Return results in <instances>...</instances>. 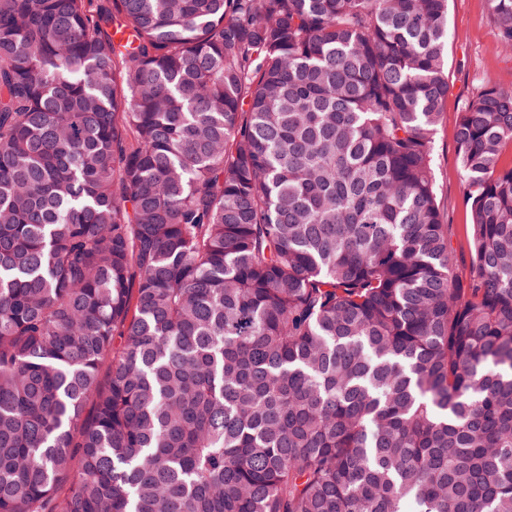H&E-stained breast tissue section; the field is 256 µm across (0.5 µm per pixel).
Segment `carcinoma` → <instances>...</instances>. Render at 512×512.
<instances>
[{"instance_id":"carcinoma-1","label":"carcinoma","mask_w":512,"mask_h":512,"mask_svg":"<svg viewBox=\"0 0 512 512\" xmlns=\"http://www.w3.org/2000/svg\"><path fill=\"white\" fill-rule=\"evenodd\" d=\"M512 54V0H491ZM448 0H0V512H512V91ZM491 0H449L448 2V97L443 104L436 134V194L446 224L453 232L459 258L457 272L470 273V253L465 224L468 215L463 202L465 180L459 166L454 129L464 104L492 76L512 90V54L504 51L492 35L494 16Z\"/></svg>"}]
</instances>
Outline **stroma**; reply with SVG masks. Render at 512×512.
I'll return each mask as SVG.
<instances>
[{
  "mask_svg": "<svg viewBox=\"0 0 512 512\" xmlns=\"http://www.w3.org/2000/svg\"><path fill=\"white\" fill-rule=\"evenodd\" d=\"M494 16L490 0L448 2V97L443 104L436 134L435 178L437 201L453 232L460 275L470 272V253L463 202L465 180L459 166L454 129L464 104L492 76L512 90V54L504 51L492 35Z\"/></svg>",
  "mask_w": 512,
  "mask_h": 512,
  "instance_id": "obj_1",
  "label": "stroma"
}]
</instances>
